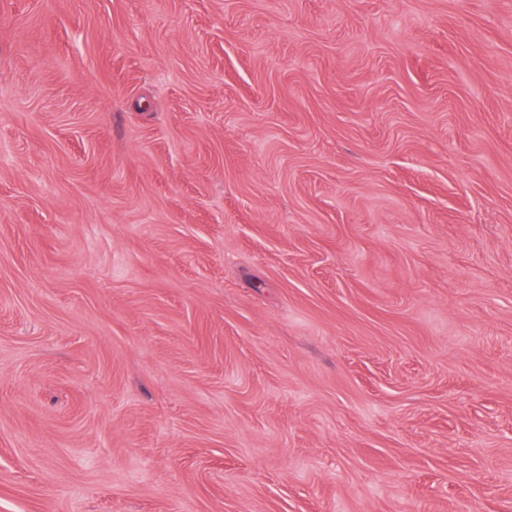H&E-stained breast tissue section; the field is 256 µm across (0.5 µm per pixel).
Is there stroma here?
I'll list each match as a JSON object with an SVG mask.
<instances>
[{"label": "stroma", "instance_id": "35a3bbf8", "mask_svg": "<svg viewBox=\"0 0 512 512\" xmlns=\"http://www.w3.org/2000/svg\"><path fill=\"white\" fill-rule=\"evenodd\" d=\"M0 512H512V0H0Z\"/></svg>", "mask_w": 512, "mask_h": 512}]
</instances>
